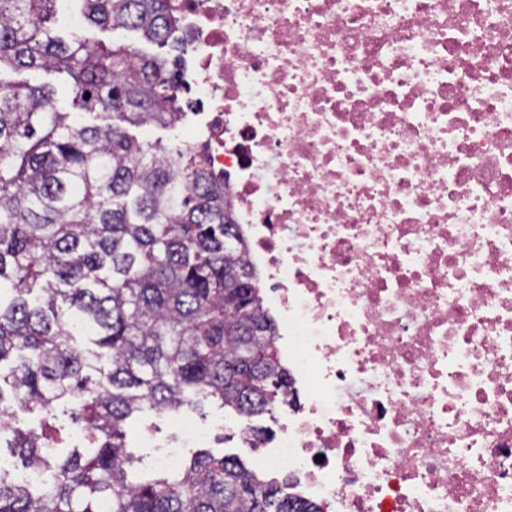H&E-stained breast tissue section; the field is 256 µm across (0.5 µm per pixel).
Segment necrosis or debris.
Here are the masks:
<instances>
[{"label": "necrosis or debris", "instance_id": "4bbe7bcc", "mask_svg": "<svg viewBox=\"0 0 512 512\" xmlns=\"http://www.w3.org/2000/svg\"><path fill=\"white\" fill-rule=\"evenodd\" d=\"M322 512H512V0H170Z\"/></svg>", "mask_w": 512, "mask_h": 512}]
</instances>
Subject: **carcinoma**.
<instances>
[{
  "label": "carcinoma",
  "instance_id": "1",
  "mask_svg": "<svg viewBox=\"0 0 512 512\" xmlns=\"http://www.w3.org/2000/svg\"><path fill=\"white\" fill-rule=\"evenodd\" d=\"M58 0H0V72L64 73L73 102L109 122L60 112L49 85L0 79V406L49 413L70 403L88 446L61 456L0 410V440L52 477L35 494L0 468V512H322L234 457L198 454L147 484L130 479L124 424L146 408L201 400L250 419L287 402L275 327L224 184L204 153L138 139L173 128L180 62L59 33ZM88 23L177 42L169 0H72ZM88 337L80 347L74 336Z\"/></svg>",
  "mask_w": 512,
  "mask_h": 512
}]
</instances>
